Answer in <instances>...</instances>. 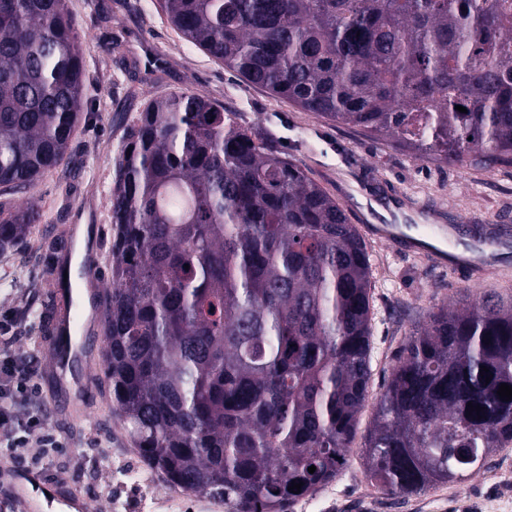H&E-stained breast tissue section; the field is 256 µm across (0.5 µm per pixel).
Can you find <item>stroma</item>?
Listing matches in <instances>:
<instances>
[{"instance_id":"35a3bbf8","label":"stroma","mask_w":512,"mask_h":512,"mask_svg":"<svg viewBox=\"0 0 512 512\" xmlns=\"http://www.w3.org/2000/svg\"><path fill=\"white\" fill-rule=\"evenodd\" d=\"M84 48V113L61 164L45 173L27 197L43 213L31 235L0 254V322L21 320L24 330L11 355L33 360L40 401L59 393L57 414L46 429L60 443L41 465L48 479L65 484L88 502L89 512H167L146 507L152 495L183 496L185 512H234L231 504L180 494L160 475L145 486L124 477L143 462L114 416L105 391L98 351H91V382L71 392L46 347L50 270L74 253V224L109 226L107 201L115 164L132 117L152 98L188 91L223 102L239 124L271 138L282 155L304 166L343 207L364 192L382 206L398 197L435 211L436 221L454 228L459 241L483 239L488 225L512 228V166L491 170L422 160L386 137H371L279 102L249 86L222 63L184 40L166 21L157 0H66ZM124 53H110L113 41ZM147 47L164 62L158 78L145 79L135 53ZM372 264V378L378 395L392 357L414 325L443 302L454 301L464 281L414 253L368 241ZM372 407L362 411L349 463L336 481L291 505L289 512H512V448L491 454L464 480L409 498L378 494L364 474L362 446Z\"/></svg>"}]
</instances>
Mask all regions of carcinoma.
Wrapping results in <instances>:
<instances>
[{"instance_id": "obj_1", "label": "carcinoma", "mask_w": 512, "mask_h": 512, "mask_svg": "<svg viewBox=\"0 0 512 512\" xmlns=\"http://www.w3.org/2000/svg\"><path fill=\"white\" fill-rule=\"evenodd\" d=\"M158 3L184 39L305 112L421 159L512 166V0ZM83 90L65 0H0L1 194L60 163ZM108 211L101 358L142 461L235 512H288L336 481L372 376V266L341 204L223 102L178 91L132 118ZM40 219L0 203V252ZM503 383L512 298L430 311L375 398L370 484L418 495L511 448Z\"/></svg>"}]
</instances>
